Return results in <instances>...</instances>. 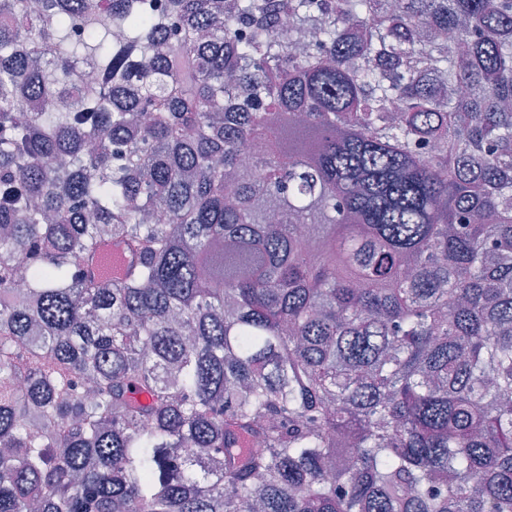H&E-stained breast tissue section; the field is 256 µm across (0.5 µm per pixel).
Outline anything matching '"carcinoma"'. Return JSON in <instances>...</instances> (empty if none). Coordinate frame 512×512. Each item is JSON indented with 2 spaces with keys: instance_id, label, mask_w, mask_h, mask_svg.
Wrapping results in <instances>:
<instances>
[{
  "instance_id": "cac0c4a2",
  "label": "carcinoma",
  "mask_w": 512,
  "mask_h": 512,
  "mask_svg": "<svg viewBox=\"0 0 512 512\" xmlns=\"http://www.w3.org/2000/svg\"><path fill=\"white\" fill-rule=\"evenodd\" d=\"M0 512H512V0H0Z\"/></svg>"
}]
</instances>
